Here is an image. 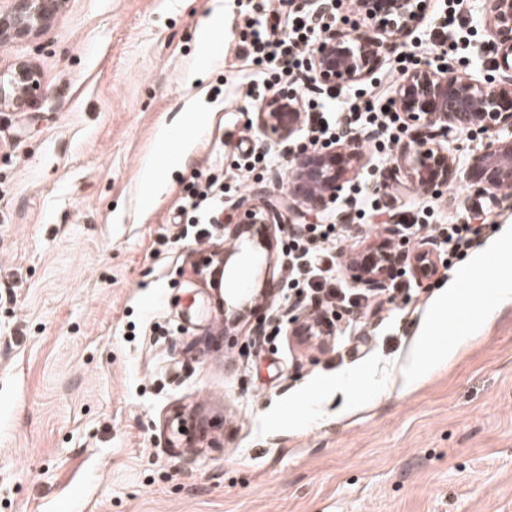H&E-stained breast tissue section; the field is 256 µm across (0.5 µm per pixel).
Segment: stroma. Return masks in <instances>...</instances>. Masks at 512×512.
<instances>
[{
  "label": "stroma",
  "instance_id": "1",
  "mask_svg": "<svg viewBox=\"0 0 512 512\" xmlns=\"http://www.w3.org/2000/svg\"><path fill=\"white\" fill-rule=\"evenodd\" d=\"M443 10L431 0L408 52L495 77L485 0H465L445 59ZM215 15L205 62L196 32ZM244 24L238 0H66L0 55L33 60L43 82L36 111L0 112V512H512V304L422 381L390 382L458 275L443 261L408 294L335 308L323 341L290 322L316 304L280 294L263 323L274 342L218 334L196 268L224 227L193 243L178 201L210 175L233 187L225 213L258 185L279 200L303 145L258 128ZM260 145L279 167L239 169ZM394 203L450 221L477 209L459 181Z\"/></svg>",
  "mask_w": 512,
  "mask_h": 512
}]
</instances>
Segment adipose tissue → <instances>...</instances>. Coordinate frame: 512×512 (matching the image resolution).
Instances as JSON below:
<instances>
[{
	"label": "adipose tissue",
	"instance_id": "1",
	"mask_svg": "<svg viewBox=\"0 0 512 512\" xmlns=\"http://www.w3.org/2000/svg\"><path fill=\"white\" fill-rule=\"evenodd\" d=\"M512 303V278L499 276L495 279L493 293H486L482 288L461 290L458 282H449L436 295L430 311L431 318L426 321L421 333V340H428L435 327L434 319L450 309H463L465 323L476 327L491 320L497 306Z\"/></svg>",
	"mask_w": 512,
	"mask_h": 512
}]
</instances>
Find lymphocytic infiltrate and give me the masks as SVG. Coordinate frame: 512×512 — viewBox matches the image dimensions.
Masks as SVG:
<instances>
[{"label": "lymphocytic infiltrate", "mask_w": 512, "mask_h": 512, "mask_svg": "<svg viewBox=\"0 0 512 512\" xmlns=\"http://www.w3.org/2000/svg\"><path fill=\"white\" fill-rule=\"evenodd\" d=\"M252 15L242 33L241 53L249 63L245 75L250 85V96L256 103L277 92L281 85L293 89L295 102L304 114L303 132L315 142H334L340 139L343 128L373 131L375 154L387 153L400 140L402 128L396 111L385 109L384 91L378 84L362 85L352 89L347 103V114L336 110L339 98L336 91L322 88L308 91L304 76L309 66L308 53L321 33L335 26L340 10H332L321 17L313 13L283 15L272 9L270 0H257ZM224 180L212 176L197 182L182 198L180 214L189 224L218 223L224 212ZM432 211L412 210L398 213L404 237L430 229L442 238L448 247L449 259H457L466 251L478 229L469 223L432 224ZM344 239L341 228L327 222L307 225L306 231L288 237L283 252L289 260L284 293L313 294L322 291L338 296V260Z\"/></svg>", "instance_id": "f902f5d3"}]
</instances>
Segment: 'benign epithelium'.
Returning <instances> with one entry per match:
<instances>
[{
  "label": "benign epithelium",
  "mask_w": 512,
  "mask_h": 512,
  "mask_svg": "<svg viewBox=\"0 0 512 512\" xmlns=\"http://www.w3.org/2000/svg\"><path fill=\"white\" fill-rule=\"evenodd\" d=\"M427 0H355L357 15L377 22L375 32L362 29L359 21L347 28L326 31L312 52V79L318 88H338L371 80L383 67L387 55L408 44L413 23L425 11ZM488 27L492 36L496 81L442 75L427 65L403 74L396 91L398 110L406 122L420 124L432 140H448L458 130L496 132L509 130L508 137L489 140L475 153L463 171V179L486 209L501 204L499 194L512 185V0H486ZM64 0H0V40L33 41L63 8ZM42 92V76L30 59H19L0 69V109L28 112L35 109ZM292 93L283 89L257 112L264 132L289 139L298 129L300 112L291 103ZM349 134L332 147L302 149L292 160L287 195L329 209L362 165L357 140ZM457 168L448 149L428 142L407 145L392 167L388 187L405 192L416 187L436 191L448 185ZM283 204L257 190L242 215L234 214L224 225V240L234 248L215 255L224 268V280L234 275L235 258L245 250L254 252L257 264L252 286L224 288V335L231 336L262 309L279 291L275 248L282 225ZM394 240L369 247L368 258L349 256L346 270L367 291H378L392 273L409 266L413 274L429 277L434 268L428 251L409 254L395 251L401 230L391 229Z\"/></svg>",
  "instance_id": "7a95c632"
}]
</instances>
